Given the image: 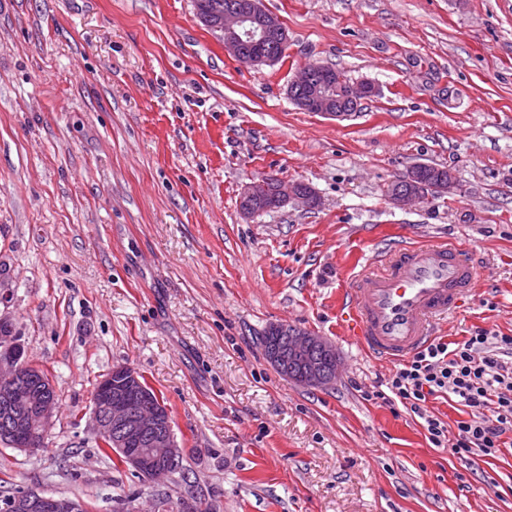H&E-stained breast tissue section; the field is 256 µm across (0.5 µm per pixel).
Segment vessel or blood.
I'll use <instances>...</instances> for the list:
<instances>
[{"label":"vessel or blood","instance_id":"1","mask_svg":"<svg viewBox=\"0 0 512 512\" xmlns=\"http://www.w3.org/2000/svg\"><path fill=\"white\" fill-rule=\"evenodd\" d=\"M476 276L452 245L378 250L352 280L347 322L371 355L406 359L432 340L437 320L458 308Z\"/></svg>","mask_w":512,"mask_h":512}]
</instances>
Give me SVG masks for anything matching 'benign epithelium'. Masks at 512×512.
<instances>
[{
    "label": "benign epithelium",
    "mask_w": 512,
    "mask_h": 512,
    "mask_svg": "<svg viewBox=\"0 0 512 512\" xmlns=\"http://www.w3.org/2000/svg\"><path fill=\"white\" fill-rule=\"evenodd\" d=\"M203 23L222 41L224 49L235 58L253 65L271 62V56L257 47L274 40L288 46L282 39V22L269 13L262 0H242L239 5L208 15ZM328 79L321 75L318 64L306 66L293 84L307 87V97L299 107L304 112L345 120L350 117L331 105ZM344 99L358 100L376 93L370 83L360 90L341 82L336 92ZM423 164L410 167L407 180L412 186L394 198L396 205L410 207L427 204L435 198L458 190L455 174H448V184L430 186L418 177ZM313 205L317 197L311 187L298 181H279L269 191L264 178L242 190L239 206L243 215L253 214L252 202L264 201L268 209H278L289 201ZM318 351L329 356L330 371H324L312 356ZM268 360L289 381L303 387H324L331 384L339 371V359L334 346L326 339L303 331L291 337L288 348L267 351ZM52 383L41 377V371L25 356L23 343L7 331L0 332V440L11 447L35 452L45 442L56 409ZM92 429L98 441H108L107 447L117 448L124 455L126 466L146 481L168 478L177 471L181 448L175 439L169 414L162 402L155 400L141 383L138 372L127 364H118L99 380L97 395L92 402ZM13 512H83L80 500L53 493L33 491L12 500Z\"/></svg>",
    "instance_id": "7a95c632"
}]
</instances>
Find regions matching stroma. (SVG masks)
Returning a JSON list of instances; mask_svg holds the SVG:
<instances>
[{
  "label": "stroma",
  "mask_w": 512,
  "mask_h": 512,
  "mask_svg": "<svg viewBox=\"0 0 512 512\" xmlns=\"http://www.w3.org/2000/svg\"><path fill=\"white\" fill-rule=\"evenodd\" d=\"M265 6L289 42L258 66L193 0L0 6V263L57 395L47 447L0 445V471L95 512H154L160 493L213 512H512V446L470 466L366 400L395 365L343 316L377 247L453 242L481 276L437 337L512 335V0ZM312 62L378 92L348 120L302 111L288 86ZM416 163L459 192L394 205ZM271 175L318 205L243 215V186ZM272 324L331 341L336 380H287L261 346ZM118 363L163 399L186 474L139 482L98 453L91 392Z\"/></svg>",
  "instance_id": "stroma-1"
}]
</instances>
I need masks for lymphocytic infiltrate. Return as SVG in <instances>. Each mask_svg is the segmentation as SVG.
I'll return each instance as SVG.
<instances>
[{
	"label": "lymphocytic infiltrate",
	"mask_w": 512,
	"mask_h": 512,
	"mask_svg": "<svg viewBox=\"0 0 512 512\" xmlns=\"http://www.w3.org/2000/svg\"><path fill=\"white\" fill-rule=\"evenodd\" d=\"M373 396L417 417L432 447L468 463L495 456L512 434V336L482 329L452 345L434 341L399 363ZM433 397L462 406L464 419L448 425L429 409Z\"/></svg>",
	"instance_id": "lymphocytic-infiltrate-1"
}]
</instances>
